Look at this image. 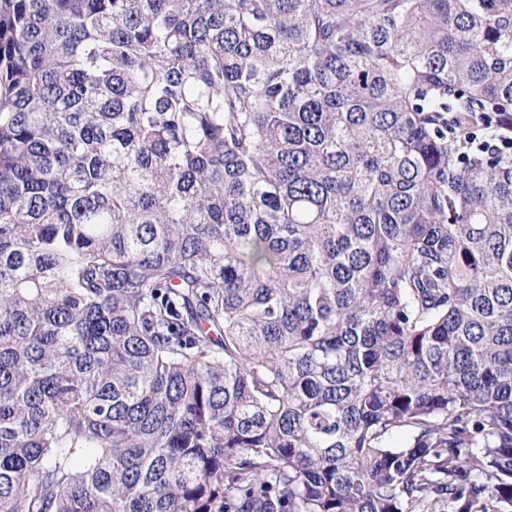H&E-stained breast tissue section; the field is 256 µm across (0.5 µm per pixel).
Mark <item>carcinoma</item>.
Masks as SVG:
<instances>
[{"mask_svg":"<svg viewBox=\"0 0 512 512\" xmlns=\"http://www.w3.org/2000/svg\"><path fill=\"white\" fill-rule=\"evenodd\" d=\"M450 112L512 131V0H0V512H512Z\"/></svg>","mask_w":512,"mask_h":512,"instance_id":"obj_1","label":"carcinoma"}]
</instances>
